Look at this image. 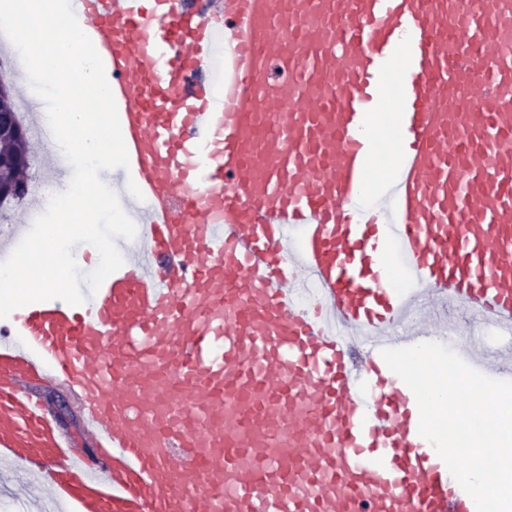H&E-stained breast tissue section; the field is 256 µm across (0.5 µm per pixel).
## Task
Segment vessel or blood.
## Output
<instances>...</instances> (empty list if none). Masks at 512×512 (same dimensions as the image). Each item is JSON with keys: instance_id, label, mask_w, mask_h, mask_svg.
Returning <instances> with one entry per match:
<instances>
[{"instance_id": "vessel-or-blood-1", "label": "vessel or blood", "mask_w": 512, "mask_h": 512, "mask_svg": "<svg viewBox=\"0 0 512 512\" xmlns=\"http://www.w3.org/2000/svg\"><path fill=\"white\" fill-rule=\"evenodd\" d=\"M70 3L138 245L0 326V459L70 512H475L381 351L512 331V0ZM459 354L512 380V341ZM34 384L37 395L46 400L51 408L58 429L73 439L75 449L80 454L92 459V442L81 431L79 407L64 384L52 377H37Z\"/></svg>"}]
</instances>
